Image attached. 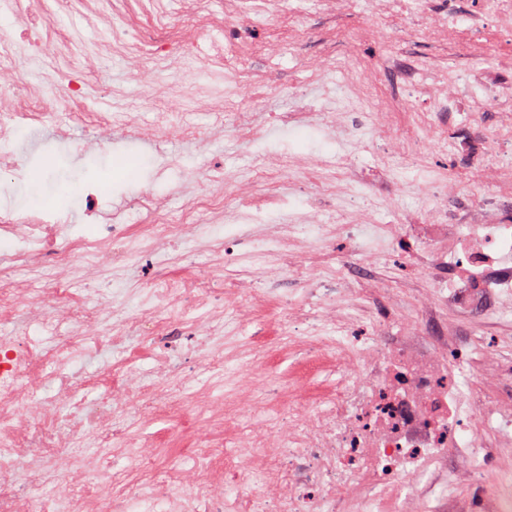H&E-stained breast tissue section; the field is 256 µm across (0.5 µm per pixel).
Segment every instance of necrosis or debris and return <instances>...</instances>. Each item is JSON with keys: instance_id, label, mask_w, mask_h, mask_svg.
<instances>
[{"instance_id": "obj_1", "label": "necrosis or debris", "mask_w": 512, "mask_h": 512, "mask_svg": "<svg viewBox=\"0 0 512 512\" xmlns=\"http://www.w3.org/2000/svg\"><path fill=\"white\" fill-rule=\"evenodd\" d=\"M308 1L252 0L245 17L239 0L218 15L209 0L177 14L155 0L139 36L152 58L192 70L195 34L220 30L208 59L233 74L224 134L252 145L258 128L240 104L286 93L292 107L275 126L325 132L333 157L266 156L234 174L214 162L209 190L180 210L144 190L106 213L89 186L91 236L65 233L50 213L0 211V512H512L508 489L461 498L457 467L463 457L482 470L489 449L512 447V365L486 343L512 327V82L499 77L512 45L488 43L512 36V0H479L462 16L440 0ZM273 17L281 46L327 88L324 105L243 68L271 55L248 30ZM402 31L463 49L464 65L415 58ZM368 43L381 58L363 57ZM23 49L0 39L3 171L20 167L10 146L21 130L85 98L80 70L29 82ZM127 124L142 139L204 143L183 112ZM379 142L389 198L410 182L426 196L416 223H378L363 200L357 160ZM443 157L454 164L435 174ZM303 191L301 212L288 197ZM364 238L401 253L414 275L393 282L376 262L337 259V240ZM159 251L144 287H113L117 260ZM270 306L288 311L272 331L260 319ZM270 336L298 360L284 409L257 359ZM106 353L107 371L85 376ZM160 412L190 439L163 467L133 429Z\"/></svg>"}]
</instances>
